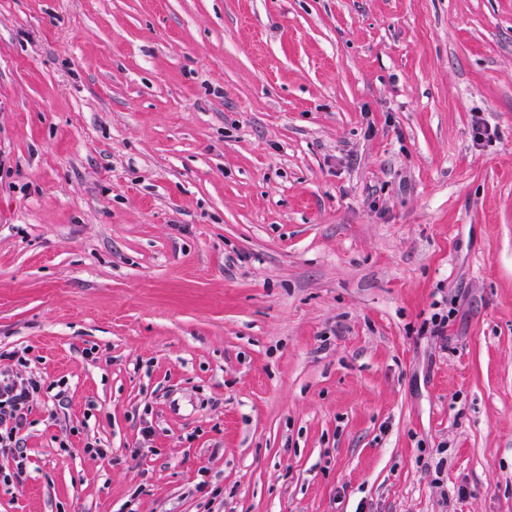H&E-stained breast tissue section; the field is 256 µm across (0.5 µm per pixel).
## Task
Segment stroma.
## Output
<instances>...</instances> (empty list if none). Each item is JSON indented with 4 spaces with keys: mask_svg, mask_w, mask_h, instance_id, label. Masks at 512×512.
<instances>
[{
    "mask_svg": "<svg viewBox=\"0 0 512 512\" xmlns=\"http://www.w3.org/2000/svg\"><path fill=\"white\" fill-rule=\"evenodd\" d=\"M14 350L0 512H512V0H0ZM25 351L5 353L4 358L12 361L9 368L0 369V451L10 454L14 462L12 472L0 471V486L5 490L22 483L27 466L21 433L30 424L31 403L42 392L40 378L30 373L23 375L22 367L27 368Z\"/></svg>",
    "mask_w": 512,
    "mask_h": 512,
    "instance_id": "obj_1",
    "label": "stroma"
}]
</instances>
